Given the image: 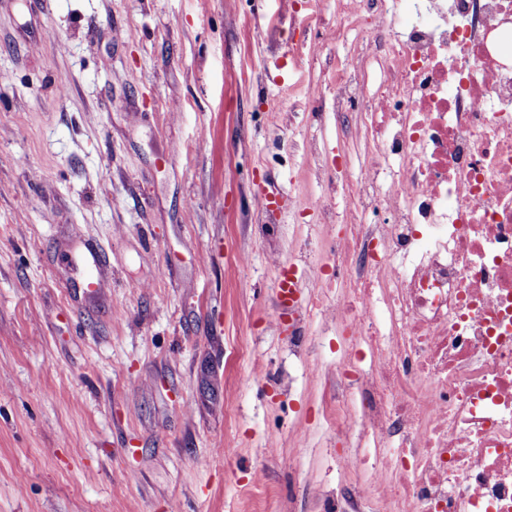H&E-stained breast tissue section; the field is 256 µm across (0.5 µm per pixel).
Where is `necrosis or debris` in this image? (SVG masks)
<instances>
[{"label":"necrosis or debris","instance_id":"1","mask_svg":"<svg viewBox=\"0 0 512 512\" xmlns=\"http://www.w3.org/2000/svg\"><path fill=\"white\" fill-rule=\"evenodd\" d=\"M512 0H364L384 79L334 75L362 104L371 164L336 237L333 316L360 367L335 432L372 441L381 512H512ZM387 220L371 224L368 210Z\"/></svg>","mask_w":512,"mask_h":512}]
</instances>
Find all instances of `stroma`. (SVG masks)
<instances>
[{
	"label": "stroma",
	"mask_w": 512,
	"mask_h": 512,
	"mask_svg": "<svg viewBox=\"0 0 512 512\" xmlns=\"http://www.w3.org/2000/svg\"><path fill=\"white\" fill-rule=\"evenodd\" d=\"M355 6L0 0V512H293L342 483L309 374L350 348L309 308L350 214L315 208L308 150L366 173L332 81L372 68Z\"/></svg>",
	"instance_id": "stroma-1"
}]
</instances>
